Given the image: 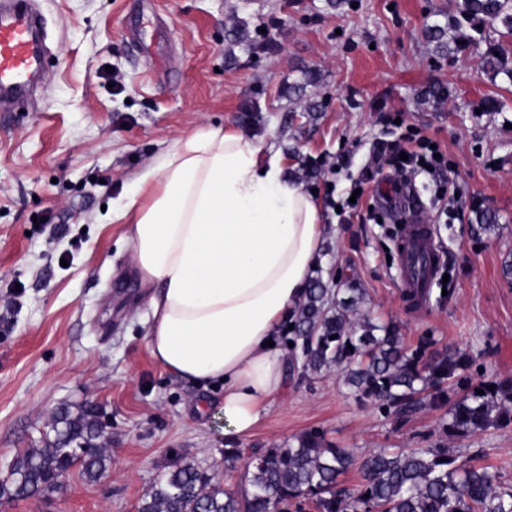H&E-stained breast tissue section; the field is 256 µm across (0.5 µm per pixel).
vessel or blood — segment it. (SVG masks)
Returning a JSON list of instances; mask_svg holds the SVG:
<instances>
[{
  "label": "vessel or blood",
  "mask_w": 512,
  "mask_h": 512,
  "mask_svg": "<svg viewBox=\"0 0 512 512\" xmlns=\"http://www.w3.org/2000/svg\"><path fill=\"white\" fill-rule=\"evenodd\" d=\"M44 19L34 0H0V103L24 104L34 79L45 67L38 33ZM407 190L393 193L402 207L404 248L397 265L399 285L415 300L428 299L442 269L440 251L430 225L420 223L419 206L409 205Z\"/></svg>",
  "instance_id": "vessel-or-blood-1"
}]
</instances>
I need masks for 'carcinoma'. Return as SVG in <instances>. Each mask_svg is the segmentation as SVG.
I'll return each mask as SVG.
<instances>
[{"mask_svg": "<svg viewBox=\"0 0 512 512\" xmlns=\"http://www.w3.org/2000/svg\"><path fill=\"white\" fill-rule=\"evenodd\" d=\"M428 39L450 55L485 45L483 72L493 83L500 78L512 86V0H451L445 22L431 26ZM497 221L494 211L477 209L472 232L488 236ZM363 299L359 288H345L339 280L332 288L322 275L312 278L293 321L303 370L339 373L344 385L388 416L414 405L441 410V427L451 438L512 425V385L476 384L468 354L429 357V340L409 349L396 327L366 316L350 318ZM51 431L54 438L44 447L27 448L14 458L12 480L0 487L1 498L59 492L60 472L73 465L89 482L109 470L112 457L96 410L61 408L53 414ZM352 469L360 482L350 490L341 477ZM248 474L250 490L234 493L185 462L159 477L138 512H286L302 501L317 512H512V488L501 483L500 474L459 460L444 441L361 456L307 432L286 448L252 449Z\"/></svg>", "mask_w": 512, "mask_h": 512, "instance_id": "obj_1", "label": "carcinoma"}]
</instances>
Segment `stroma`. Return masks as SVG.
Wrapping results in <instances>:
<instances>
[{"mask_svg": "<svg viewBox=\"0 0 512 512\" xmlns=\"http://www.w3.org/2000/svg\"><path fill=\"white\" fill-rule=\"evenodd\" d=\"M50 61L34 100L0 114V481L44 443L51 414L95 407L112 465L98 482L71 468L61 492L0 512H137L174 463L244 487L235 448L287 446L306 431L367 453L441 439L438 411L385 416L335 372L291 371L285 394L246 439L196 406L191 383L149 355V291L130 268L112 207L171 143L203 125L238 131L318 200L361 193L356 213L324 207V280L363 289L361 312L397 325L407 347L472 354L473 379L512 380V90L491 84L480 48L436 54L424 32L448 0H37ZM444 85L450 96L429 98ZM504 111H481L490 96ZM419 133L438 144L454 216H439V181L416 178L450 277L428 303L407 305L394 275L398 236L381 222L365 177L375 151ZM498 215L475 238L474 210ZM462 459L497 467L512 485V427L449 440Z\"/></svg>", "mask_w": 512, "mask_h": 512, "instance_id": "1", "label": "stroma"}]
</instances>
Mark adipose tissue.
Returning <instances> with one entry per match:
<instances>
[{
    "mask_svg": "<svg viewBox=\"0 0 512 512\" xmlns=\"http://www.w3.org/2000/svg\"><path fill=\"white\" fill-rule=\"evenodd\" d=\"M112 221L149 290L151 358L222 389L225 432L249 437L288 386L279 332L329 232L314 196L243 134L209 125L175 140Z\"/></svg>",
    "mask_w": 512,
    "mask_h": 512,
    "instance_id": "1",
    "label": "adipose tissue"
}]
</instances>
